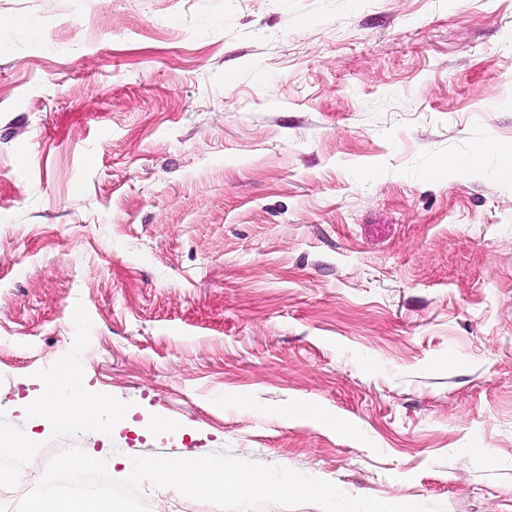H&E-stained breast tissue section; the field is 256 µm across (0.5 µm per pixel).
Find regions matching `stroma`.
Masks as SVG:
<instances>
[{
	"mask_svg": "<svg viewBox=\"0 0 512 512\" xmlns=\"http://www.w3.org/2000/svg\"><path fill=\"white\" fill-rule=\"evenodd\" d=\"M511 156L512 0H0V505L76 447L512 512ZM63 365L132 429L37 423Z\"/></svg>",
	"mask_w": 512,
	"mask_h": 512,
	"instance_id": "obj_1",
	"label": "stroma"
}]
</instances>
